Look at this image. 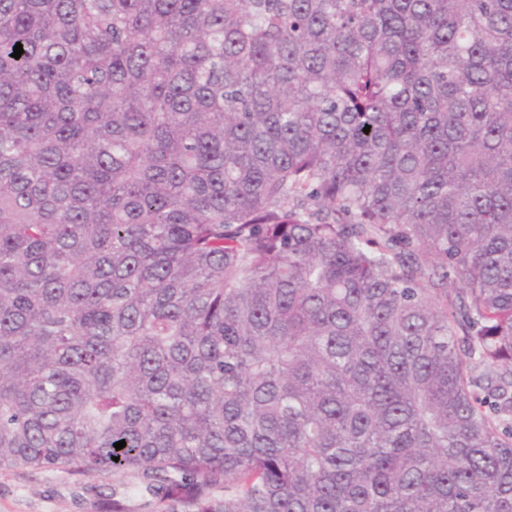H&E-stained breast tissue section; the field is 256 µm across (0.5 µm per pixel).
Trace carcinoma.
I'll return each instance as SVG.
<instances>
[{"mask_svg": "<svg viewBox=\"0 0 512 512\" xmlns=\"http://www.w3.org/2000/svg\"><path fill=\"white\" fill-rule=\"evenodd\" d=\"M44 467L512 512V0H0V469Z\"/></svg>", "mask_w": 512, "mask_h": 512, "instance_id": "1", "label": "carcinoma"}]
</instances>
